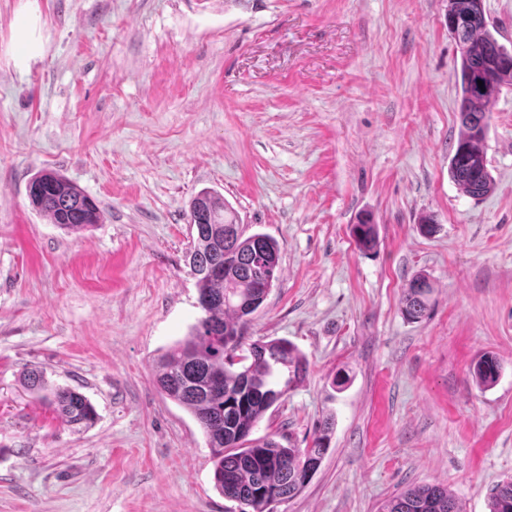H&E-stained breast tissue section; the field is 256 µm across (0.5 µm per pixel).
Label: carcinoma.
I'll return each instance as SVG.
<instances>
[{
    "label": "carcinoma",
    "instance_id": "1",
    "mask_svg": "<svg viewBox=\"0 0 512 512\" xmlns=\"http://www.w3.org/2000/svg\"><path fill=\"white\" fill-rule=\"evenodd\" d=\"M448 23L461 47L460 130L449 175L462 192L480 199L494 189L482 143L493 97L512 85V54L487 29L483 0H448ZM30 184L40 187L29 197L31 206L61 229L80 232L98 223L96 202L68 180L50 171ZM196 215L204 223L195 227L186 260L205 316L159 357L154 381L202 428L214 459V487L225 499L243 505L242 512H272L276 498L286 501L298 495L319 469L333 422L328 418L320 425L309 448L251 438L265 414L305 378L308 363L287 340L247 342L251 316L280 278L278 243L262 233L244 235L236 210L209 188L190 202L189 216ZM352 233L361 249L378 244L376 224L368 215L359 217ZM432 294L429 278L414 275L402 299L404 316L412 322L423 319ZM499 373L500 361L490 352L473 367L476 382L484 388L494 385ZM22 378L66 425L88 428L95 423L97 411L81 392L50 385L38 368L24 369ZM488 507L489 512H512V478L490 490ZM379 512L463 510L448 487L425 484L393 494Z\"/></svg>",
    "mask_w": 512,
    "mask_h": 512
}]
</instances>
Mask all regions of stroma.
<instances>
[{"instance_id":"obj_1","label":"stroma","mask_w":512,"mask_h":512,"mask_svg":"<svg viewBox=\"0 0 512 512\" xmlns=\"http://www.w3.org/2000/svg\"><path fill=\"white\" fill-rule=\"evenodd\" d=\"M459 69L448 0H0V512H234L199 424L154 382L203 315L184 256L205 187L280 247L250 340L309 362L253 437L304 448L334 421L274 512H378L423 483L488 512L512 478V86L475 200L448 175ZM43 171L99 224L33 210ZM364 213L370 251L352 235ZM418 272L435 305L411 322ZM486 351L501 374L483 389ZM31 367L97 422L62 424L24 387ZM352 233L360 249H374L378 244L376 225L369 215L360 216L353 224ZM433 291L426 275L418 273L411 278L402 299V312L409 321L418 322L428 314ZM500 373V361L493 353L483 354L474 364L473 376L483 388L494 385Z\"/></svg>"}]
</instances>
